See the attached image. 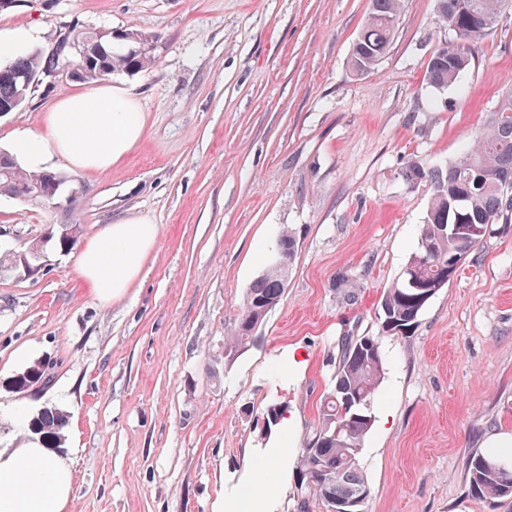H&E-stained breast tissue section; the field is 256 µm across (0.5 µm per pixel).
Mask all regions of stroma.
I'll return each mask as SVG.
<instances>
[{
	"label": "stroma",
	"instance_id": "1",
	"mask_svg": "<svg viewBox=\"0 0 512 512\" xmlns=\"http://www.w3.org/2000/svg\"><path fill=\"white\" fill-rule=\"evenodd\" d=\"M370 0H15L0 30L33 26L36 49L73 25L158 38L149 70L117 74L146 115L111 169L59 163L85 191L51 208L0 196V247L49 224L81 243L127 216L158 226L132 288L95 301L77 249L37 275H0V443L21 410L65 412L70 512H298L297 455L319 421L340 337L376 336L386 364L360 463L365 512H512L470 496L468 457L512 436V218L493 224L411 334L381 330L380 298L415 251L432 188L409 160L453 161L512 91V13L480 39L459 84L426 72L455 34L436 0H404L387 54L349 65ZM63 84L39 83L0 114V150L40 130ZM297 254L260 341L224 360L245 292L282 228ZM348 276L347 291L336 280ZM296 353L299 366L288 363ZM41 366L49 387L14 389ZM291 425L265 426L270 404Z\"/></svg>",
	"mask_w": 512,
	"mask_h": 512
}]
</instances>
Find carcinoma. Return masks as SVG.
<instances>
[{
    "instance_id": "cac0c4a2",
    "label": "carcinoma",
    "mask_w": 512,
    "mask_h": 512,
    "mask_svg": "<svg viewBox=\"0 0 512 512\" xmlns=\"http://www.w3.org/2000/svg\"><path fill=\"white\" fill-rule=\"evenodd\" d=\"M369 17L361 29L350 56L351 69L363 73L372 69L387 53L401 11L402 0H371ZM440 17L455 33V40L439 46L431 56L427 79L437 89L459 82L468 69L476 44L494 29L500 0H441ZM68 39L79 43L87 55L112 66L114 73L146 71L156 61L155 50L130 51L112 47L98 50L95 31L73 28ZM51 66L44 50H35L6 65H0V106L19 108L32 91L13 74H36ZM408 181H428L432 186L427 216L421 226L418 246L405 268L429 284V297L420 299L399 277L382 294V330L406 336L429 298L448 285L457 273L448 267V258L465 259L479 243L452 231L454 224H472L481 230L498 224L512 211V92L507 93L474 148L445 167L412 160L405 167ZM39 173L24 169L17 161L0 163V194H19ZM80 224H54L48 240H32L25 257L30 265L48 245L70 248L82 236ZM288 268L270 262L249 286L234 332L224 337V359L231 362L256 345L260 336L252 326L263 308L279 304L283 297L280 282ZM331 387L324 397L320 422L301 449L297 460L293 496L301 505L318 501L325 512L333 502H345L370 488L360 466L364 440L374 424L371 404L384 377L385 358L379 338L345 336L338 345ZM42 378L40 371H24L14 379V387L25 390ZM66 415L58 409L41 413L34 421L49 446L64 443ZM503 457L495 453H475L468 459L469 487L479 499H512V470L498 468Z\"/></svg>"
}]
</instances>
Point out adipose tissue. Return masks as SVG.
Wrapping results in <instances>:
<instances>
[{
	"label": "adipose tissue",
	"instance_id": "1",
	"mask_svg": "<svg viewBox=\"0 0 512 512\" xmlns=\"http://www.w3.org/2000/svg\"><path fill=\"white\" fill-rule=\"evenodd\" d=\"M145 114L130 91L109 83L66 92L44 115L40 132L12 137V153L27 170L56 161L97 172L122 161L140 141ZM158 228L142 217L105 225L78 255L75 272L89 294L107 305L139 277ZM70 459L31 435L0 445V512H68L74 487Z\"/></svg>",
	"mask_w": 512,
	"mask_h": 512
}]
</instances>
